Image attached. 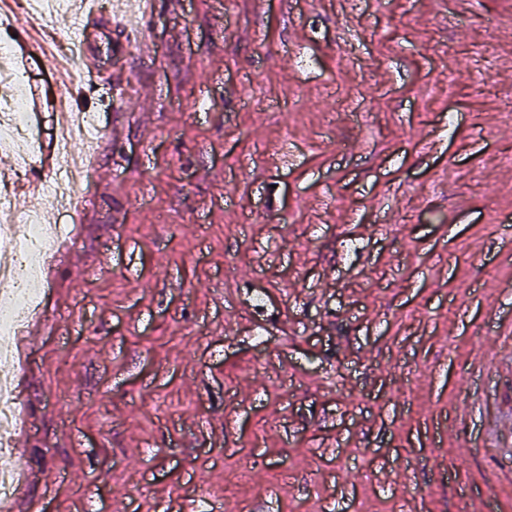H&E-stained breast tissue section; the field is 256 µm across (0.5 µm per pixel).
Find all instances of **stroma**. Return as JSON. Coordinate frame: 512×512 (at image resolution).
<instances>
[{
	"instance_id": "stroma-1",
	"label": "stroma",
	"mask_w": 512,
	"mask_h": 512,
	"mask_svg": "<svg viewBox=\"0 0 512 512\" xmlns=\"http://www.w3.org/2000/svg\"><path fill=\"white\" fill-rule=\"evenodd\" d=\"M97 54L14 512H512V0H156Z\"/></svg>"
}]
</instances>
